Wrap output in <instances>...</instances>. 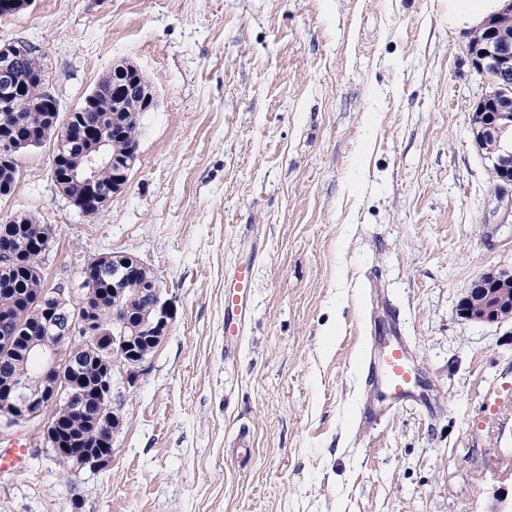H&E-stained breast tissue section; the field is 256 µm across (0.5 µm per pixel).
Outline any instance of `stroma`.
<instances>
[{"instance_id":"1","label":"stroma","mask_w":512,"mask_h":512,"mask_svg":"<svg viewBox=\"0 0 512 512\" xmlns=\"http://www.w3.org/2000/svg\"><path fill=\"white\" fill-rule=\"evenodd\" d=\"M448 0H32L0 44H35L61 112L113 64L150 82L126 188L86 217L24 152L0 217L54 225L46 287L78 296L108 252L158 275L174 316L134 384L103 470L76 471L37 424L0 512H491L512 495V417L475 435L512 380V319L459 300L512 274V223L469 119L486 86ZM250 262L248 327L224 354V274ZM430 391L378 406L363 357L388 314ZM252 448L238 465V440ZM506 411H512V385H505L489 392L482 401L479 417L473 422V427H483L487 420L499 417Z\"/></svg>"}]
</instances>
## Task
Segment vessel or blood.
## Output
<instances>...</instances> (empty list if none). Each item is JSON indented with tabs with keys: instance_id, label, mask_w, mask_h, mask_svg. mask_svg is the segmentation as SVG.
Here are the masks:
<instances>
[{
	"instance_id": "b4317fda",
	"label": "vessel or blood",
	"mask_w": 512,
	"mask_h": 512,
	"mask_svg": "<svg viewBox=\"0 0 512 512\" xmlns=\"http://www.w3.org/2000/svg\"><path fill=\"white\" fill-rule=\"evenodd\" d=\"M224 281L232 287L252 292L254 274L252 267L237 265L225 275ZM244 319L224 311V342L227 349H234L243 333ZM379 352L369 360V375L380 388V404L386 409H395L406 403L426 401V386L414 375L407 346L397 326H388L379 341ZM512 411V385H506L489 392L482 401L479 417L473 425L483 426L487 420ZM29 451L26 438L17 436L0 443V476L12 475L23 467Z\"/></svg>"
}]
</instances>
